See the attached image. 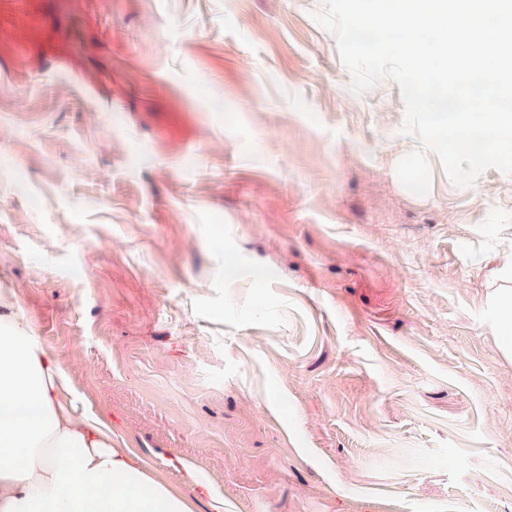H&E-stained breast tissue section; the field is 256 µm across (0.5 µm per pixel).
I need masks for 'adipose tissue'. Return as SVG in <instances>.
<instances>
[{
    "mask_svg": "<svg viewBox=\"0 0 512 512\" xmlns=\"http://www.w3.org/2000/svg\"><path fill=\"white\" fill-rule=\"evenodd\" d=\"M71 380L0 289V512H193L192 500L63 401Z\"/></svg>",
    "mask_w": 512,
    "mask_h": 512,
    "instance_id": "ef3b65f1",
    "label": "adipose tissue"
}]
</instances>
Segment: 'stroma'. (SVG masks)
Returning <instances> with one entry per match:
<instances>
[{
	"label": "stroma",
	"instance_id": "obj_1",
	"mask_svg": "<svg viewBox=\"0 0 512 512\" xmlns=\"http://www.w3.org/2000/svg\"><path fill=\"white\" fill-rule=\"evenodd\" d=\"M324 0H0V289L224 512H512V173L456 186ZM491 320L499 338L502 353L512 357V291L503 288L491 299Z\"/></svg>",
	"mask_w": 512,
	"mask_h": 512
}]
</instances>
